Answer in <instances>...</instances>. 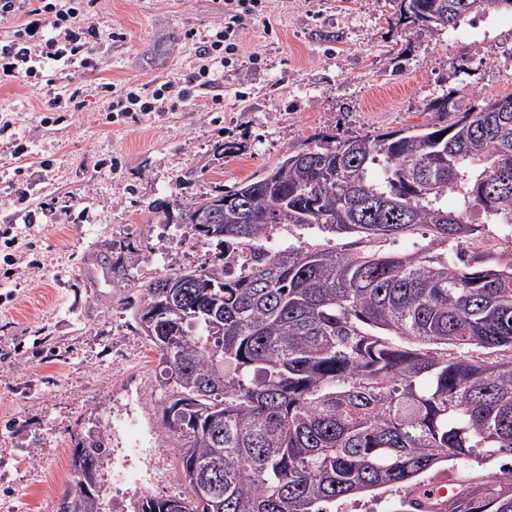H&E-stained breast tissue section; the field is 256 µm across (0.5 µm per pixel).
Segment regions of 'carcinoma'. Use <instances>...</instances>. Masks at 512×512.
<instances>
[{"instance_id": "1", "label": "carcinoma", "mask_w": 512, "mask_h": 512, "mask_svg": "<svg viewBox=\"0 0 512 512\" xmlns=\"http://www.w3.org/2000/svg\"><path fill=\"white\" fill-rule=\"evenodd\" d=\"M411 10L427 17L422 30H455L512 0H407L406 24ZM449 98L427 104L424 124L321 132L181 211L189 238L240 248L244 261L143 285L135 318L172 388L161 422L183 440L190 493L146 497L137 512H329L367 492H409L451 459L503 465L448 512H512V357L474 354L512 350V260L466 219L487 184L497 204L483 215L512 235V111ZM450 193L463 209H448ZM210 203L223 223H194ZM293 227L349 242H276ZM423 228L429 241L391 249ZM178 277L185 295L154 317ZM109 440L107 428L77 438L71 464L99 467ZM59 512H100L74 471Z\"/></svg>"}]
</instances>
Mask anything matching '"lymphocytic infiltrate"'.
Wrapping results in <instances>:
<instances>
[{
    "instance_id": "f902f5d3",
    "label": "lymphocytic infiltrate",
    "mask_w": 512,
    "mask_h": 512,
    "mask_svg": "<svg viewBox=\"0 0 512 512\" xmlns=\"http://www.w3.org/2000/svg\"><path fill=\"white\" fill-rule=\"evenodd\" d=\"M95 0H0V17L24 16L25 22L0 44V69L6 78L25 81L46 69L60 71L92 67L98 38L88 23ZM261 0H224V23L199 53L198 79L214 82L223 69L225 43L237 35L246 17L257 14ZM176 82L166 81L151 92L128 91L111 105L118 112H160L173 99H184Z\"/></svg>"
}]
</instances>
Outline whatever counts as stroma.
Returning a JSON list of instances; mask_svg holds the SVG:
<instances>
[{
	"label": "stroma",
	"instance_id": "1",
	"mask_svg": "<svg viewBox=\"0 0 512 512\" xmlns=\"http://www.w3.org/2000/svg\"><path fill=\"white\" fill-rule=\"evenodd\" d=\"M400 0H265L218 80L198 86L199 41L218 0H98L90 71H58L74 101L0 84V512H58L78 434L107 426L102 512L186 493L182 442L161 424L171 394L139 334L141 286L173 267L216 263V244L170 238L157 206H190L273 167L321 131L390 132L425 122L430 100L512 94V13L463 28L412 29ZM197 41H188V32ZM172 80L188 100L114 112L98 85ZM27 147L15 158L7 142ZM238 143L227 155L219 144ZM120 242L113 273L99 253Z\"/></svg>",
	"mask_w": 512,
	"mask_h": 512
}]
</instances>
